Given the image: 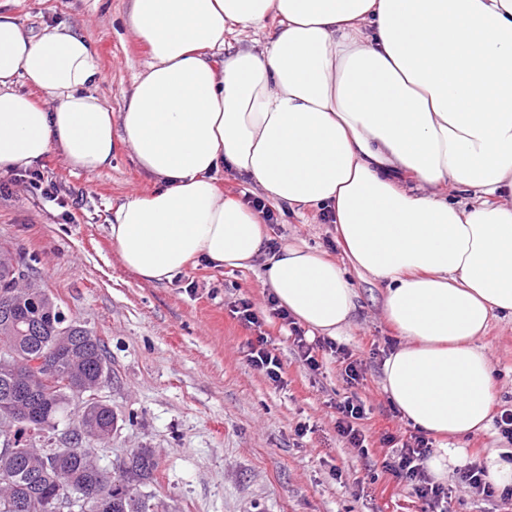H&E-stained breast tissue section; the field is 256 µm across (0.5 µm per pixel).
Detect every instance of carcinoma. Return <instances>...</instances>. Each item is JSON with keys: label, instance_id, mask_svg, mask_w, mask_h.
<instances>
[{"label": "carcinoma", "instance_id": "cac0c4a2", "mask_svg": "<svg viewBox=\"0 0 512 512\" xmlns=\"http://www.w3.org/2000/svg\"><path fill=\"white\" fill-rule=\"evenodd\" d=\"M33 266L14 267L0 252V409L14 422L0 421V437H9L16 451L0 453V512H53L58 498L87 497V512H100L98 499L112 501L109 512H159L155 496L141 488L156 481L158 459L149 448H135L115 471L99 464L98 449L80 448L66 457L38 445L48 439L63 418L76 415V440L106 441L118 419L104 401L89 400L82 389L102 387L112 378L104 340L68 317L58 299L29 282ZM54 349L62 356L58 375L72 380L32 399L17 390L35 381L30 362Z\"/></svg>", "mask_w": 512, "mask_h": 512}]
</instances>
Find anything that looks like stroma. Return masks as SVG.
Wrapping results in <instances>:
<instances>
[{"instance_id": "stroma-1", "label": "stroma", "mask_w": 512, "mask_h": 512, "mask_svg": "<svg viewBox=\"0 0 512 512\" xmlns=\"http://www.w3.org/2000/svg\"><path fill=\"white\" fill-rule=\"evenodd\" d=\"M131 0H0L33 35L65 26L96 49L102 78L96 93L113 115L124 110L147 50L128 24ZM111 167L86 173L50 154L37 170L55 184L57 200L15 185L0 173V247L33 259L35 281L60 300L108 347L112 379L99 391L119 417L101 464L111 468L135 448L159 456L148 485L166 512H421L409 483L384 472L392 443L414 428L383 390L380 350L396 334L384 315L383 286L353 276L355 308L338 336L364 378L348 387L343 366L325 356L319 372L305 370L279 321L269 326L282 360L284 387L247 364L243 346L253 332L229 313L249 298L265 309L270 287L266 257L247 270L219 269L202 260L172 279L147 281L127 269L110 238L108 219L118 205L148 193L151 177L137 164L120 128H113ZM268 239L343 260L334 224L318 208H275ZM493 368L500 405L512 408V319L494 320L479 340ZM357 394L368 455L348 447L336 431L333 400ZM308 425L297 436V425ZM448 512H512V500L483 498L451 472Z\"/></svg>"}]
</instances>
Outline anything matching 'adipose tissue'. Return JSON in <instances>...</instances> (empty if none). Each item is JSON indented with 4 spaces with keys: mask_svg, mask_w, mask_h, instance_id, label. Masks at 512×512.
Here are the masks:
<instances>
[{
    "mask_svg": "<svg viewBox=\"0 0 512 512\" xmlns=\"http://www.w3.org/2000/svg\"><path fill=\"white\" fill-rule=\"evenodd\" d=\"M129 22L150 61L116 117L83 36L0 13V172L53 152L102 171L120 124L157 187L113 209L110 236L156 282L259 254L261 217L223 196L222 170L325 206L349 264L283 247L267 265L279 302L334 337L354 310L348 270L372 276L400 338L392 405L434 436L486 430L499 395L478 341L512 317V0H132ZM244 29L267 31L265 50L233 46Z\"/></svg>",
    "mask_w": 512,
    "mask_h": 512,
    "instance_id": "adipose-tissue-1",
    "label": "adipose tissue"
}]
</instances>
